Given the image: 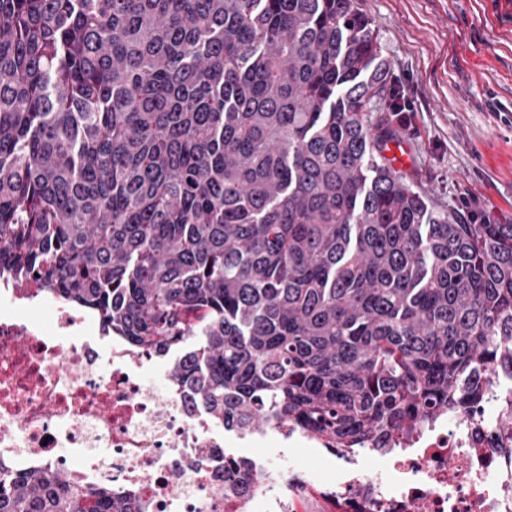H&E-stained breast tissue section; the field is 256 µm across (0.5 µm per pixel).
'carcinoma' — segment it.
<instances>
[{"label": "carcinoma", "mask_w": 512, "mask_h": 512, "mask_svg": "<svg viewBox=\"0 0 512 512\" xmlns=\"http://www.w3.org/2000/svg\"><path fill=\"white\" fill-rule=\"evenodd\" d=\"M355 0H0V278L101 318L240 431L385 452L512 367V224L384 155ZM0 512H141L63 469Z\"/></svg>", "instance_id": "cac0c4a2"}]
</instances>
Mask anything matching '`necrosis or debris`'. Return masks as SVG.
Segmentation results:
<instances>
[{
  "label": "necrosis or debris",
  "mask_w": 512,
  "mask_h": 512,
  "mask_svg": "<svg viewBox=\"0 0 512 512\" xmlns=\"http://www.w3.org/2000/svg\"><path fill=\"white\" fill-rule=\"evenodd\" d=\"M512 369L481 402L445 413L395 451L333 449L316 473L297 451L326 442L286 428L228 433L146 352L106 339L90 313L40 283L0 290V471L63 466L86 489L136 494L145 512H297L312 484L336 512H512ZM288 444L255 458L250 492L224 489L241 438Z\"/></svg>",
  "instance_id": "1"
}]
</instances>
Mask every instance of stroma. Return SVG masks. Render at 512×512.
<instances>
[{
    "label": "stroma",
    "instance_id": "1",
    "mask_svg": "<svg viewBox=\"0 0 512 512\" xmlns=\"http://www.w3.org/2000/svg\"><path fill=\"white\" fill-rule=\"evenodd\" d=\"M414 109L403 173L436 208L512 224V0H357Z\"/></svg>",
    "mask_w": 512,
    "mask_h": 512
}]
</instances>
